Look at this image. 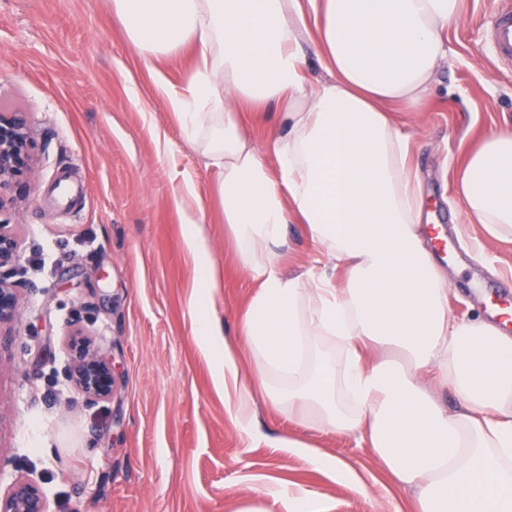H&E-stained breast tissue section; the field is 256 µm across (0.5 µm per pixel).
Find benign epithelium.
Wrapping results in <instances>:
<instances>
[{
    "label": "benign epithelium",
    "instance_id": "1",
    "mask_svg": "<svg viewBox=\"0 0 512 512\" xmlns=\"http://www.w3.org/2000/svg\"><path fill=\"white\" fill-rule=\"evenodd\" d=\"M35 142L26 112H0V326L9 323L18 308V289L33 284L18 279L21 245L10 224L15 203L32 189ZM70 359L62 375L88 405L112 398L118 386L116 366L111 363L83 329L71 325L66 334ZM0 512H51L39 486L20 473L0 490Z\"/></svg>",
    "mask_w": 512,
    "mask_h": 512
}]
</instances>
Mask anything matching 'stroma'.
I'll return each instance as SVG.
<instances>
[{"mask_svg": "<svg viewBox=\"0 0 512 512\" xmlns=\"http://www.w3.org/2000/svg\"><path fill=\"white\" fill-rule=\"evenodd\" d=\"M500 0H461L448 59L421 112L393 108L422 180L426 245L448 277L452 317L512 308V238L482 225L458 235L459 165L483 137L512 128V66L489 51ZM190 49L146 60L112 0H0V110L32 115V192L10 221L22 242L18 312L0 326V455L34 479L52 512H282L269 485L309 492L323 512H411L400 487L356 434L322 433L259 403L251 433L224 410L215 358L193 334L190 297L204 278L187 245L205 216L221 271L212 311L234 335L256 288L227 236L218 175L158 89H182ZM305 225L278 256L305 270ZM117 367L118 388L89 407L65 382L71 321ZM353 468L343 484L280 439Z\"/></svg>", "mask_w": 512, "mask_h": 512, "instance_id": "obj_1", "label": "stroma"}]
</instances>
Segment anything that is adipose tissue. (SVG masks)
Returning <instances> with one entry per match:
<instances>
[{
  "label": "adipose tissue",
  "instance_id": "1",
  "mask_svg": "<svg viewBox=\"0 0 512 512\" xmlns=\"http://www.w3.org/2000/svg\"><path fill=\"white\" fill-rule=\"evenodd\" d=\"M128 41L157 58L192 47L167 101L219 175L224 222L255 283L235 338L205 295L220 270L202 225L188 245L205 281L190 300L201 344L223 349L224 409L243 432L264 398L311 426L366 435L414 512H512V336L448 312L424 245V198L390 105L420 111L448 54L459 0H112ZM327 71L308 84V42ZM276 104L283 134L258 144L244 105ZM462 223L512 236V132L489 134L457 184ZM305 225L299 277L277 249ZM336 342L328 357L319 342ZM448 387L458 408L431 394Z\"/></svg>",
  "mask_w": 512,
  "mask_h": 512
}]
</instances>
